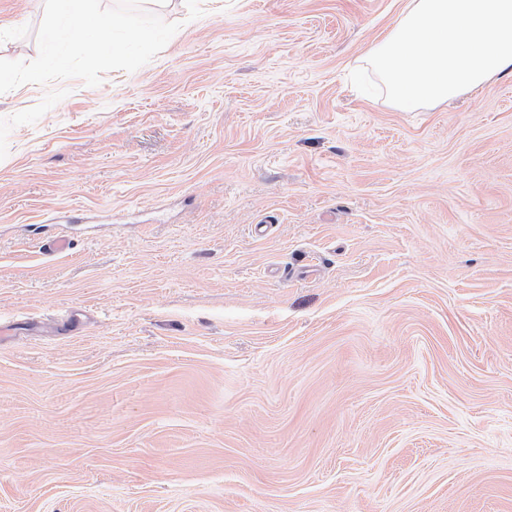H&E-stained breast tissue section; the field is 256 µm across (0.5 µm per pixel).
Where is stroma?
I'll use <instances>...</instances> for the list:
<instances>
[{
  "label": "stroma",
  "mask_w": 512,
  "mask_h": 512,
  "mask_svg": "<svg viewBox=\"0 0 512 512\" xmlns=\"http://www.w3.org/2000/svg\"><path fill=\"white\" fill-rule=\"evenodd\" d=\"M399 8L149 2L137 71L0 94V512H512V77L396 106Z\"/></svg>",
  "instance_id": "obj_1"
}]
</instances>
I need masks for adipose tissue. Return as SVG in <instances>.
<instances>
[{"mask_svg": "<svg viewBox=\"0 0 512 512\" xmlns=\"http://www.w3.org/2000/svg\"><path fill=\"white\" fill-rule=\"evenodd\" d=\"M366 63L403 108L440 105L512 75V0H403Z\"/></svg>", "mask_w": 512, "mask_h": 512, "instance_id": "ef3b65f1", "label": "adipose tissue"}]
</instances>
